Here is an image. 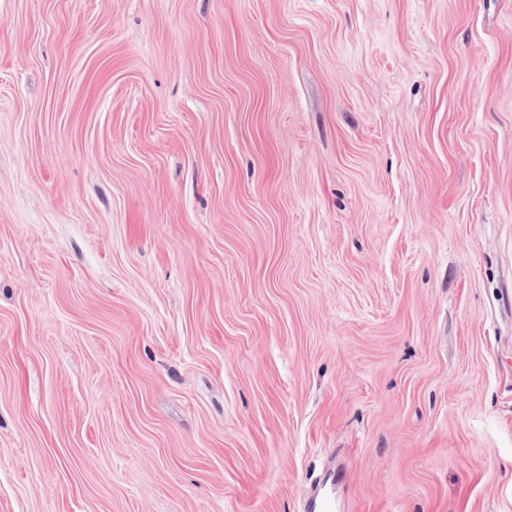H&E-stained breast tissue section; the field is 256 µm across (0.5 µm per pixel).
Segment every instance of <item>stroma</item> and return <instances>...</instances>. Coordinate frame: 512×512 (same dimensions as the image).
<instances>
[{
	"instance_id": "stroma-1",
	"label": "stroma",
	"mask_w": 512,
	"mask_h": 512,
	"mask_svg": "<svg viewBox=\"0 0 512 512\" xmlns=\"http://www.w3.org/2000/svg\"><path fill=\"white\" fill-rule=\"evenodd\" d=\"M512 512V0H0V512ZM336 473H333L330 486L324 487L314 492L306 502L305 511L307 512H335L336 500L330 492V487L335 486ZM337 512V511H336Z\"/></svg>"
}]
</instances>
